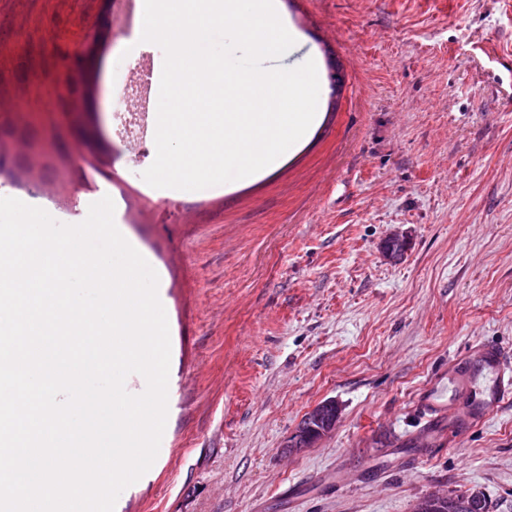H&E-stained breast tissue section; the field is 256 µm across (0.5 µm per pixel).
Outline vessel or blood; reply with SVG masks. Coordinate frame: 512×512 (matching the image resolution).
Instances as JSON below:
<instances>
[{
    "instance_id": "1",
    "label": "vessel or blood",
    "mask_w": 512,
    "mask_h": 512,
    "mask_svg": "<svg viewBox=\"0 0 512 512\" xmlns=\"http://www.w3.org/2000/svg\"><path fill=\"white\" fill-rule=\"evenodd\" d=\"M477 365L456 360L449 364L447 374L434 380L422 406L426 422H434L455 408L459 394H470L471 399L456 421L464 429L481 421L486 415L506 402L512 401V360L504 358L496 348L479 345L475 348Z\"/></svg>"
}]
</instances>
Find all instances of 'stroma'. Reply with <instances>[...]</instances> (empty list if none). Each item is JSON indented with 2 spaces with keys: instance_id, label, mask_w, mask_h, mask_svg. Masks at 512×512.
I'll list each match as a JSON object with an SVG mask.
<instances>
[{
  "instance_id": "35a3bbf8",
  "label": "stroma",
  "mask_w": 512,
  "mask_h": 512,
  "mask_svg": "<svg viewBox=\"0 0 512 512\" xmlns=\"http://www.w3.org/2000/svg\"><path fill=\"white\" fill-rule=\"evenodd\" d=\"M134 5L104 21L100 0H0V196L78 224L111 175L114 221L165 285L167 423L114 512H411L438 489L512 512V404L416 436L449 360L475 342L512 356V0H289L277 64L315 61L318 119L273 170L192 198L143 180L152 121L116 128ZM104 22L95 54L60 69ZM69 79L90 85L73 119ZM73 123L99 148L80 152ZM327 399L335 431L285 454Z\"/></svg>"
}]
</instances>
